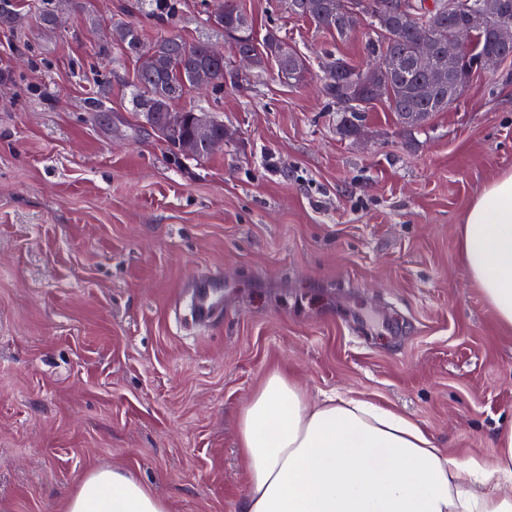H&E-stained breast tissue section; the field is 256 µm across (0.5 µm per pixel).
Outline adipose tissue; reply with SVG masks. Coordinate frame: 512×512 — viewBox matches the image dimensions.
Segmentation results:
<instances>
[{"label": "adipose tissue", "instance_id": "1", "mask_svg": "<svg viewBox=\"0 0 512 512\" xmlns=\"http://www.w3.org/2000/svg\"><path fill=\"white\" fill-rule=\"evenodd\" d=\"M466 271L501 325L512 328V173L490 183L460 229ZM495 471L439 448L413 420L360 399L309 404L283 373L269 374L242 410L249 467L242 512H512V430ZM66 512H169L131 473L90 472Z\"/></svg>", "mask_w": 512, "mask_h": 512}]
</instances>
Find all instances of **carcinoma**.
<instances>
[{"instance_id":"1","label":"carcinoma","mask_w":512,"mask_h":512,"mask_svg":"<svg viewBox=\"0 0 512 512\" xmlns=\"http://www.w3.org/2000/svg\"><path fill=\"white\" fill-rule=\"evenodd\" d=\"M336 0H302L299 16L310 19L319 28L336 34L343 41L348 37L344 32V21L339 9H331ZM142 7L154 14L156 20L166 25L171 23L179 12L178 0H142ZM367 18L380 29V39L368 45L369 55L379 57L383 54L393 56L397 61L391 75V85L387 101L397 123L404 129L421 127V124L407 123L403 116L407 112H436L435 105L428 100H417L414 93L426 80L416 51V39L422 32L429 33L435 43L444 47L448 35L453 29L468 22V12L463 11L448 16L447 13H432L426 0H410L408 15L398 25L390 29L376 15L369 13ZM18 21L15 0H0V27L11 28ZM117 40L125 55L138 58L146 49L158 48L167 53L173 67L164 74L137 73L134 82L133 101L140 112L150 111V104L162 95L165 104L172 110L177 109L179 101L192 90L190 72L196 67L213 70L215 81L224 82L226 61H214L210 56V44L207 42L187 43L177 37L162 34L151 42L144 41L139 29L129 22L115 21ZM222 31L230 41L229 49L233 53L254 50L261 54V61L274 60L281 77L292 84H299L310 72V62L297 50L284 49L286 40L277 31L265 35L262 42L250 40L252 24L245 19L237 0H224V25ZM486 52H496L502 59L512 58V48L500 47L487 29L474 31L469 47V55L476 57ZM337 70L334 73L322 71V88L325 96L338 105L344 113L341 130L351 137L359 133L363 112L371 103L370 91L358 83V78L368 70L366 66L355 65L350 58L336 53Z\"/></svg>"}]
</instances>
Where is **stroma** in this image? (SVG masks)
I'll return each instance as SVG.
<instances>
[{
  "label": "stroma",
  "mask_w": 512,
  "mask_h": 512,
  "mask_svg": "<svg viewBox=\"0 0 512 512\" xmlns=\"http://www.w3.org/2000/svg\"><path fill=\"white\" fill-rule=\"evenodd\" d=\"M238 2L312 68L302 85L270 62L191 92L182 107L228 133L198 162L132 104L112 21L163 29L138 0H60L53 28L18 0L0 27V512H65L112 467L170 512H240L238 418L275 370L309 403L363 398L496 462L512 329L469 278L460 227L512 172V62L421 130L378 100L346 138L319 63H369L376 31L341 42L283 0ZM203 9L181 0L164 29L226 48ZM205 273L223 275L224 308L203 329L185 286Z\"/></svg>",
  "instance_id": "1"
}]
</instances>
